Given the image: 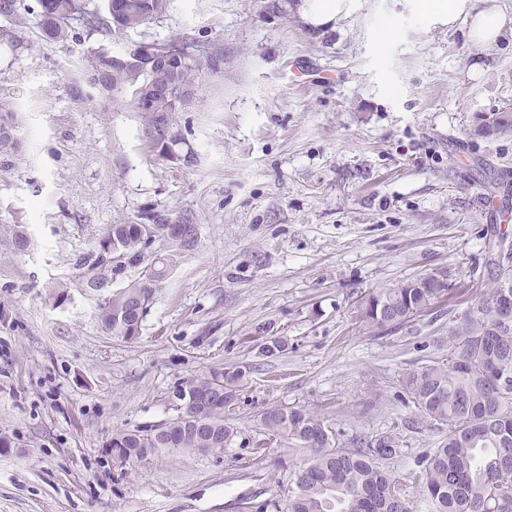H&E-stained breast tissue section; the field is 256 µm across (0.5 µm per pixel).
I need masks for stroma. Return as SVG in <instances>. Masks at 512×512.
<instances>
[{"mask_svg":"<svg viewBox=\"0 0 512 512\" xmlns=\"http://www.w3.org/2000/svg\"><path fill=\"white\" fill-rule=\"evenodd\" d=\"M292 5L170 0L117 38L220 49L195 108L172 115L174 161L140 113L90 85L97 38L50 43L27 26L0 44V102L17 113L18 141L0 155V437L11 443L0 512H285L278 443L253 461L271 404L318 414L346 445L395 428L403 453L390 468L412 512H427L413 477L448 429L421 421L403 378L447 358L449 317L499 272L489 237L512 242V220L485 204L486 185L512 180V132H476L479 115L512 112V43L473 79L464 31L422 22L403 0H363L321 34ZM147 215L194 225L195 246L153 238L139 264L91 287L104 231ZM171 252L138 337H112L103 300ZM439 269L451 290L431 311L366 329L369 295ZM270 336L285 343L279 356L260 352ZM238 366L249 373L223 453L112 459L113 431L168 421L183 380Z\"/></svg>","mask_w":512,"mask_h":512,"instance_id":"1","label":"stroma"}]
</instances>
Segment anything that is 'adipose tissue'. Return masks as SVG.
Returning <instances> with one entry per match:
<instances>
[{"label":"adipose tissue","instance_id":"obj_1","mask_svg":"<svg viewBox=\"0 0 512 512\" xmlns=\"http://www.w3.org/2000/svg\"><path fill=\"white\" fill-rule=\"evenodd\" d=\"M361 0H297L295 9L301 22L311 30L335 29L337 23L357 11ZM410 11L420 20L456 30L465 26L471 45L489 52L502 40L512 39V12L501 0H484L482 9H474L472 0H406Z\"/></svg>","mask_w":512,"mask_h":512}]
</instances>
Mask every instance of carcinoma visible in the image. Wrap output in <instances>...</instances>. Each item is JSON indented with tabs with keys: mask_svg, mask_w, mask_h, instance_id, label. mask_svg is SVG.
<instances>
[{
	"mask_svg": "<svg viewBox=\"0 0 512 512\" xmlns=\"http://www.w3.org/2000/svg\"><path fill=\"white\" fill-rule=\"evenodd\" d=\"M83 5L89 17L88 36L120 33L115 14L125 30H136L164 15L169 0H36L27 10L42 40L66 43L77 32L71 14ZM151 47L175 50L178 57L166 66L151 59L137 71L122 63L123 51L101 42L89 52L92 85L114 102L143 113L145 129L164 158H183L172 147L182 143L173 131L170 114L187 112L197 97L172 98L166 93L179 83L200 90L205 67L192 58L188 37L147 42ZM512 131V112H492L478 133L490 137ZM141 224H114L99 239L98 268L112 264L115 254L129 264L141 260L146 239ZM159 234L186 249L195 242L192 224H156ZM176 254L156 258L139 280L117 289L100 307L99 320L116 338L138 337L143 312L152 304L156 283L174 263ZM436 273L406 279L369 296L362 308L365 326L378 332L397 330L427 311L440 298ZM503 279H497L460 317L448 319V362L433 361L407 373L405 390L426 421L448 425V437L420 462L414 477L429 503L430 512H512V386L496 392V373L512 383V314L498 308ZM247 367L212 371L188 378L175 388L187 412L157 429L117 430L106 447L127 462L165 453L217 454L232 440L235 428L224 419L226 403L237 399ZM258 420L265 436L282 445L280 463L291 469L288 512H411L402 483L385 469L401 454L399 441L386 432L370 441L341 447L336 435L318 415L305 409L273 405Z\"/></svg>",
	"mask_w": 512,
	"mask_h": 512,
	"instance_id": "1",
	"label": "carcinoma"
}]
</instances>
